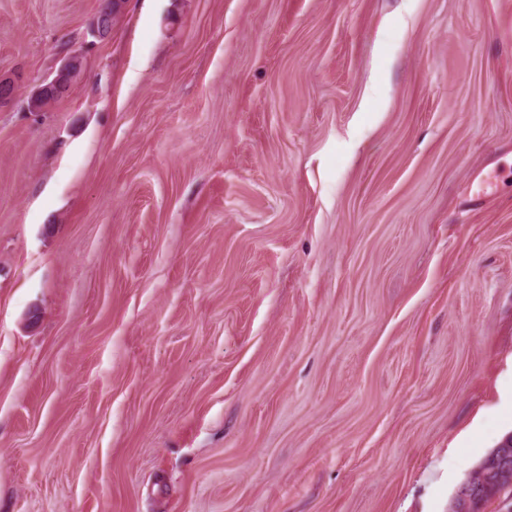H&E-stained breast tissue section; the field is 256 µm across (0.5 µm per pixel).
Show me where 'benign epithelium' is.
I'll return each instance as SVG.
<instances>
[{
	"label": "benign epithelium",
	"instance_id": "1",
	"mask_svg": "<svg viewBox=\"0 0 512 512\" xmlns=\"http://www.w3.org/2000/svg\"><path fill=\"white\" fill-rule=\"evenodd\" d=\"M126 0H102L91 26V35L97 39L109 36L105 19L123 12ZM83 55L66 54L59 66L28 97V108L41 111L39 98L43 90L53 84L57 87L72 86L84 74ZM18 93L17 81L0 74V104L11 102ZM512 485V444L504 443L494 449L487 461L475 470L471 478L463 482L452 498L451 512H481L488 491Z\"/></svg>",
	"mask_w": 512,
	"mask_h": 512
}]
</instances>
